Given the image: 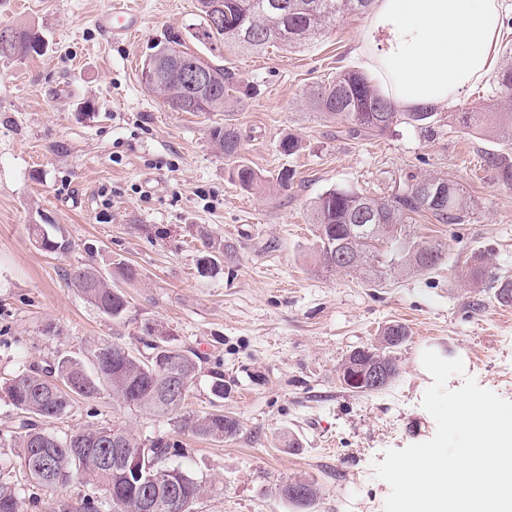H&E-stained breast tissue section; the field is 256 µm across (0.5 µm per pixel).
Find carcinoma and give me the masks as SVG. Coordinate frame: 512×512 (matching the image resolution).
<instances>
[{
	"label": "carcinoma",
	"instance_id": "1",
	"mask_svg": "<svg viewBox=\"0 0 512 512\" xmlns=\"http://www.w3.org/2000/svg\"><path fill=\"white\" fill-rule=\"evenodd\" d=\"M214 0H197L201 17L198 38L215 40L228 46L247 50H261L280 45L296 48L320 40L336 20L362 15L370 9L373 0H223L224 27L211 30L204 14ZM165 42L182 47V55L189 61L205 64L210 75L208 93L200 98L188 88L174 70L166 72L157 83L164 103L173 112H222L227 103L249 93L250 87L234 70L201 56L185 46L182 36L175 31L164 35ZM44 40L38 30L26 25L14 26V37L8 47H0L1 59L24 58L39 53ZM498 98L503 111L496 113L499 126L512 141V65L506 64L497 76ZM308 103L315 112L335 120L353 139L380 137L393 127L409 122L424 131L433 129L438 113L432 107H420L422 119H414L411 112H400L393 103L381 96L369 79L356 71H343L328 83L318 86L308 95ZM486 112H458L456 121L465 129L476 133L488 131ZM211 142L231 161L237 158L241 133L239 128L224 120L210 129ZM487 167L497 171L501 182L512 185V162L501 154L485 157ZM239 185L250 190L258 185V174L249 166L238 164L234 168ZM374 215L376 239L380 248L365 243L355 244L359 259L348 264L339 257L340 243L347 238V226L356 223L361 207ZM313 217L318 224L314 244L319 263L326 269L369 274L373 262L383 255L389 258V268L413 267L432 270L442 261L439 248L422 245L411 235L410 223L416 216H428L440 224H460L467 217L466 201L458 184L442 177L418 178L409 175L398 185L389 198H372L351 189H329L319 195L312 205ZM42 248L53 253L68 251V243L48 233L39 234ZM204 254L196 264L206 274L215 267L224 254V244L209 240ZM468 277L486 283L495 289L501 303H512V278L493 271L484 263L468 270ZM70 280L84 298L106 317L120 322L129 312L125 294L112 287L108 279L89 264L75 267ZM148 336L145 347L150 351L154 337H162L159 361L146 362L128 348L114 343H102L91 356L92 368L76 357L58 358L45 373L22 371L5 382V392L18 414L16 430L9 441H0V512H25V497L12 480L15 468L29 469L27 481L43 487L55 485L64 491L72 484L88 479L99 484L110 498L101 497L95 490L83 496L80 512H110L109 499L125 503L140 496L146 486L121 465H108L112 457L111 427L92 426L75 432L57 434L47 423L64 415L74 398L97 399L108 393L129 407L138 408L158 421H173L178 429L194 436L222 441L239 431L238 422L215 408L201 415L185 411L192 376L198 369V356L171 344L168 331L161 324L146 323L142 328ZM398 347H363L353 361L369 369L376 357H385L390 374L385 382L371 394L385 390L397 378L399 371L393 353ZM182 378L186 380L184 394L176 405L163 403L158 389L165 383ZM126 451L141 454L145 449L160 451L156 467L170 471L176 488L184 496L188 507L198 501L202 485L187 469L167 463L177 443L165 436L138 438L122 430Z\"/></svg>",
	"mask_w": 512,
	"mask_h": 512
}]
</instances>
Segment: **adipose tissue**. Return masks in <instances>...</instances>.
<instances>
[{"label":"adipose tissue","mask_w":512,"mask_h":512,"mask_svg":"<svg viewBox=\"0 0 512 512\" xmlns=\"http://www.w3.org/2000/svg\"><path fill=\"white\" fill-rule=\"evenodd\" d=\"M512 0H374L356 52L403 110L454 103L489 73Z\"/></svg>","instance_id":"1"}]
</instances>
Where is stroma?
I'll return each instance as SVG.
<instances>
[{"label": "stroma", "mask_w": 512, "mask_h": 512, "mask_svg": "<svg viewBox=\"0 0 512 512\" xmlns=\"http://www.w3.org/2000/svg\"><path fill=\"white\" fill-rule=\"evenodd\" d=\"M107 3L0 0V24L33 26L45 40L42 55L0 60V383L63 352L88 357L104 342L143 353L144 323L162 324L175 346L201 357L188 410L220 404L237 419L236 436L183 435L110 396L75 399L52 430L114 424L181 439L183 463L204 487L195 512H297L282 489L300 479L318 488L309 512H383L389 486L375 463L436 432L421 405L432 383L423 351L462 357L481 387L512 400V304L464 277L483 261L512 275V188L483 162L512 156V145L444 120L492 111L496 75L441 108L433 132L401 124L352 139L305 97L354 69L363 16L338 20L309 47L246 53L192 40L196 0H128L141 27L119 41L97 25ZM170 29L199 55H220L256 95L225 114L170 111L141 81L143 60ZM227 118L242 134V161L263 181L258 189H242L210 141V127ZM289 134L302 144L290 157L279 150ZM284 167L296 176L281 191L274 183ZM411 174L453 179L469 204L460 224L414 220L418 239L441 251L438 267L373 279L317 263L318 195L346 188L383 198ZM39 228L67 239L69 252L43 249ZM207 237L229 251L204 275L196 259ZM118 261L138 272L115 281L129 301L121 322L68 278L85 263L110 275ZM395 322L409 331L395 354L397 379L375 394L344 389L338 375L350 351L376 344Z\"/></svg>", "instance_id": "35a3bbf8"}]
</instances>
